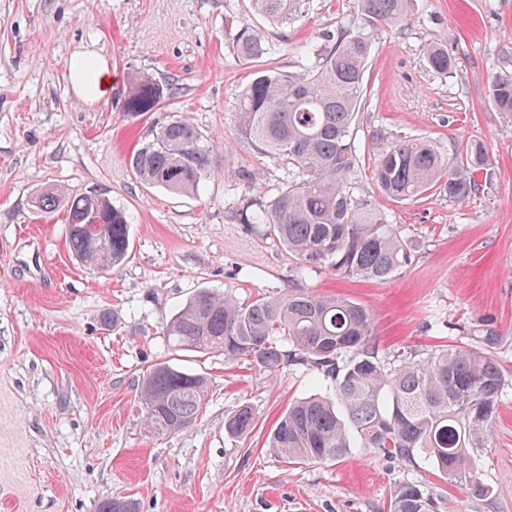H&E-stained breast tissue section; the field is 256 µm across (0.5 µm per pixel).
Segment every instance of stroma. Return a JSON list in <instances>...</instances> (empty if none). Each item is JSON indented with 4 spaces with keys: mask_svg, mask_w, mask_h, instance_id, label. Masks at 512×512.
<instances>
[{
    "mask_svg": "<svg viewBox=\"0 0 512 512\" xmlns=\"http://www.w3.org/2000/svg\"><path fill=\"white\" fill-rule=\"evenodd\" d=\"M353 0H296L286 23L251 0H0V512H98L125 498L138 512H388L415 484L436 512H512V117L495 112L487 80L512 70V0H414L409 20L386 28L366 67L355 120L371 188L376 145L427 137L446 156L469 140L493 153L492 183L467 202L429 194L381 199L412 260L377 284L303 274L261 228L239 224L247 201L267 202L288 172L236 137L235 112L256 73L303 68L327 36L350 28ZM269 42L247 62L233 49L235 19ZM447 40L457 60L441 76L424 47ZM79 50L104 55L112 93L89 103L67 66ZM174 81L155 112L124 110L131 79ZM177 113L218 146V174L200 196L143 184L130 157L151 122ZM102 188L130 217L125 262L98 274L75 260L65 208L35 196ZM246 303L295 288L369 308L383 362L439 344L464 346L492 321L507 371L486 447L474 450L487 497L433 474L353 449L336 461L288 464L266 439L288 405L329 386L290 365L270 376L215 352L178 350L162 329L196 290ZM169 362L204 375L196 422L158 434L139 399L143 378ZM250 406L255 427L232 437L224 420Z\"/></svg>",
    "mask_w": 512,
    "mask_h": 512,
    "instance_id": "obj_1",
    "label": "stroma"
}]
</instances>
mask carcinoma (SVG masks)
<instances>
[{
    "label": "carcinoma",
    "mask_w": 512,
    "mask_h": 512,
    "mask_svg": "<svg viewBox=\"0 0 512 512\" xmlns=\"http://www.w3.org/2000/svg\"><path fill=\"white\" fill-rule=\"evenodd\" d=\"M271 17L286 18L293 0H252ZM413 0H354L353 25L337 34L298 73L267 70L245 88L235 113L237 138L288 169V183L268 203H252L240 215L261 224L297 269L324 266L345 279L383 283L410 261L411 246L389 224L376 198L357 195L349 177L359 170L354 121L363 101V75L385 27L405 23ZM235 48L245 60L261 59L270 46L250 25L239 22ZM426 65L446 75L456 67L444 42L427 45ZM170 84L149 76L133 78L125 111L139 117L171 95ZM494 109L512 116V73L488 81ZM143 183L173 193H197L217 174L215 147L190 120L174 115L153 127L130 160ZM492 158L480 141H469L451 157L428 139L404 137L379 155L372 181L386 197L418 200L443 193L465 202L491 183ZM66 206L71 251L86 268L104 274L128 250V219L102 189L66 197L46 191L36 208ZM102 220L100 239L83 231L87 216ZM163 333L179 350H213L224 360H248L269 375L294 362L305 363L329 381L334 397L313 395L291 404L270 435L268 447L284 462L336 460L360 447L414 464L421 457L441 477L469 493L486 497L471 449L485 447L505 385L495 357L501 339L486 324L471 346L444 345L430 352L410 351L387 367L373 342V316L355 302L291 290L241 304L209 288L197 290L174 314ZM207 379L162 362L143 379L140 399L147 423L158 433L182 430L198 417ZM247 405L224 421L232 436L252 431ZM432 494L418 485L399 488L390 512H434ZM99 512H137L130 500L104 501Z\"/></svg>",
    "instance_id": "carcinoma-1"
}]
</instances>
